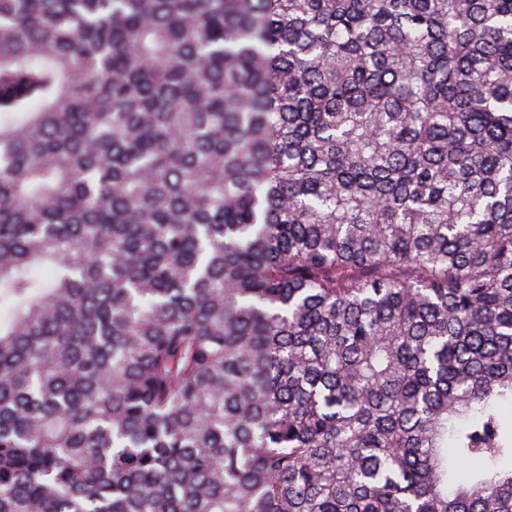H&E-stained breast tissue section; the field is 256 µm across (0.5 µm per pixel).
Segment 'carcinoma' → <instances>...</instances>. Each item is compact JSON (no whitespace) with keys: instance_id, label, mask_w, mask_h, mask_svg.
Wrapping results in <instances>:
<instances>
[{"instance_id":"obj_1","label":"carcinoma","mask_w":512,"mask_h":512,"mask_svg":"<svg viewBox=\"0 0 512 512\" xmlns=\"http://www.w3.org/2000/svg\"><path fill=\"white\" fill-rule=\"evenodd\" d=\"M512 0H0V512H512Z\"/></svg>"}]
</instances>
